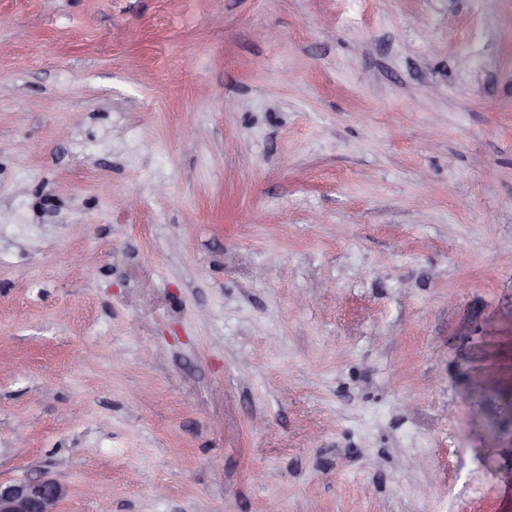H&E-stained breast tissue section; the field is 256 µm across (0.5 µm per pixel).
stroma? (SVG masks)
I'll return each mask as SVG.
<instances>
[{"label":"stroma","mask_w":512,"mask_h":512,"mask_svg":"<svg viewBox=\"0 0 512 512\" xmlns=\"http://www.w3.org/2000/svg\"><path fill=\"white\" fill-rule=\"evenodd\" d=\"M510 32L512 0H0V483L512 512Z\"/></svg>","instance_id":"obj_1"}]
</instances>
